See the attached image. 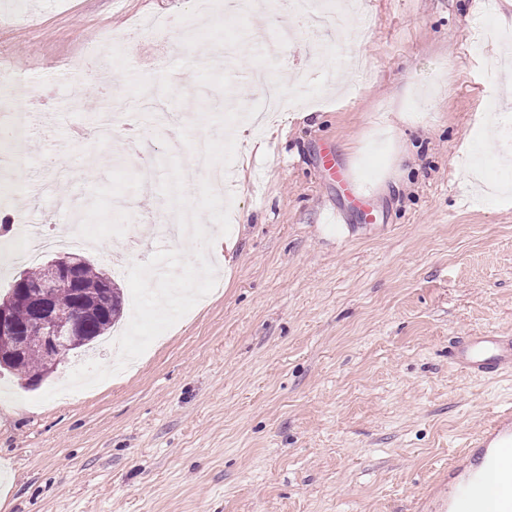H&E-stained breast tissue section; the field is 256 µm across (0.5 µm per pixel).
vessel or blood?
<instances>
[{
	"instance_id": "1",
	"label": "vessel or blood",
	"mask_w": 512,
	"mask_h": 512,
	"mask_svg": "<svg viewBox=\"0 0 512 512\" xmlns=\"http://www.w3.org/2000/svg\"><path fill=\"white\" fill-rule=\"evenodd\" d=\"M463 368L493 373L512 367V337L471 336L454 352ZM494 471L500 493L496 512H512V410L502 412L448 465L442 489L428 502V512H483L484 475Z\"/></svg>"
}]
</instances>
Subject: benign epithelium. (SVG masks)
Listing matches in <instances>:
<instances>
[{
	"mask_svg": "<svg viewBox=\"0 0 512 512\" xmlns=\"http://www.w3.org/2000/svg\"><path fill=\"white\" fill-rule=\"evenodd\" d=\"M54 287V280L50 279L35 287L18 288L0 304V336L13 340L14 355H19L28 342L24 330L13 317V309L22 307L27 310L29 321L42 329L43 335L37 340L52 371L63 356L90 342L84 337L87 320L83 316V309L77 307L66 313L61 312L54 300Z\"/></svg>",
	"mask_w": 512,
	"mask_h": 512,
	"instance_id": "benign-epithelium-1",
	"label": "benign epithelium"
}]
</instances>
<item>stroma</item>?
<instances>
[{"label":"stroma","instance_id":"stroma-1","mask_svg":"<svg viewBox=\"0 0 512 512\" xmlns=\"http://www.w3.org/2000/svg\"><path fill=\"white\" fill-rule=\"evenodd\" d=\"M328 2L325 24L295 29L283 0L204 15L194 0H0L16 75L0 98L38 120L24 142L0 133V223L15 182L61 170L59 192L93 202L85 254L121 290L115 264L188 249L162 231L158 178L75 135L105 93L143 90L211 141L222 194L249 217L231 224L232 266L208 252L214 290L138 364L43 404L86 350L35 388L0 372V398L26 401H0V512H421L431 477L512 409V368L473 375L448 356L458 336L512 335V85L496 43L472 47L484 26L512 29V0ZM134 22L148 35L114 46L112 70L72 80ZM258 66L289 107L241 140L264 105ZM74 92L82 109L60 110ZM490 114L494 137L478 139ZM131 120L156 161L182 136ZM326 147L364 207L320 168Z\"/></svg>","mask_w":512,"mask_h":512}]
</instances>
